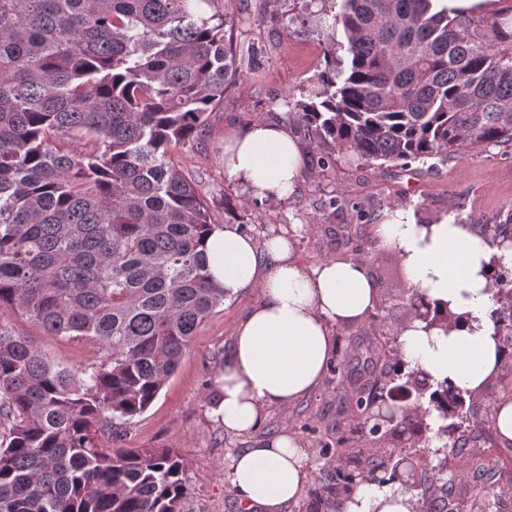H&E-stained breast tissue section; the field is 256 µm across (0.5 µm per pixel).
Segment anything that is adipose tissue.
Returning a JSON list of instances; mask_svg holds the SVG:
<instances>
[{
	"label": "adipose tissue",
	"instance_id": "ef3b65f1",
	"mask_svg": "<svg viewBox=\"0 0 512 512\" xmlns=\"http://www.w3.org/2000/svg\"><path fill=\"white\" fill-rule=\"evenodd\" d=\"M303 164L296 139L278 124L251 125L224 139L228 178L258 198H288ZM372 236L378 249L398 255L407 287L418 289L428 312L394 329L404 370L432 389L484 397L505 370L492 318L503 301L492 280L500 263L512 264V250L451 216L421 224L400 207L384 212ZM201 251L225 299L260 289L236 326L209 403L225 433L256 438L225 459L224 483L243 512H293L310 479V451L291 429L262 439L257 433L271 409L297 403L322 384L338 353L337 330L374 312L379 290L366 262L327 259L306 267L287 236L259 246L234 224L213 225ZM420 509L392 484L369 481L358 483L344 505V512Z\"/></svg>",
	"mask_w": 512,
	"mask_h": 512
}]
</instances>
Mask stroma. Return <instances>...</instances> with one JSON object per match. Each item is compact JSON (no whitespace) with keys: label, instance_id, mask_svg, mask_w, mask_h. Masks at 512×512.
<instances>
[{"label":"stroma","instance_id":"stroma-1","mask_svg":"<svg viewBox=\"0 0 512 512\" xmlns=\"http://www.w3.org/2000/svg\"><path fill=\"white\" fill-rule=\"evenodd\" d=\"M225 12V40L242 61L239 79L224 92V104L210 115L204 147H177L173 164L193 182L206 200L212 223L238 225L256 242L267 233L288 231L295 239L297 260L311 266L325 259L366 261L381 292L383 325L393 328L410 315L401 263L395 253L378 250L364 237L362 216L379 218L390 208L411 211L418 220L431 221L448 214L490 234L499 215L512 209V144L479 148L458 158L430 159L409 166L365 164L336 154L332 166L317 160L324 148L314 130L293 116L296 101L316 89V75L324 67L326 16L338 12L333 0H216L205 14ZM274 122L297 140L304 169L288 198L253 197L249 189L224 173V135L232 129ZM345 196L354 211L337 214L348 226L347 238H336L327 225L310 227L307 214L317 213L321 201ZM234 211H226L225 203ZM259 289L245 291L224 302L198 326L188 352L152 405L126 425L120 436L102 438L106 448H172L187 466V493L182 512H242L224 485V459L253 444V437L234 436L210 420L208 405L218 371L230 347L236 325L259 298ZM0 324L34 336L52 358L80 370L105 356L91 340L46 336L28 319L0 308ZM375 332L370 322L338 330L339 349L347 369L369 372L364 351ZM346 405L344 387L328 372L320 387L304 400L274 409L261 436L290 427L310 448L312 479L295 512H336V498L328 491L336 481V465L323 455L322 442L336 438V418Z\"/></svg>","mask_w":512,"mask_h":512}]
</instances>
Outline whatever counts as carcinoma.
Returning <instances> with one entry per match:
<instances>
[{"label":"carcinoma","mask_w":512,"mask_h":512,"mask_svg":"<svg viewBox=\"0 0 512 512\" xmlns=\"http://www.w3.org/2000/svg\"><path fill=\"white\" fill-rule=\"evenodd\" d=\"M215 0H0V306L48 336L100 343L74 372L29 335L0 324V512H181L186 464L170 448H104L153 403L195 331L224 303L198 248L207 202L171 163L203 144L214 108L241 73ZM318 89L297 122L367 163L442 162L512 142V31L436 10L433 0H342L327 25ZM346 58L336 56V49ZM493 239L512 249V210ZM508 305L493 312L512 345ZM390 391L351 383L353 433ZM465 398L430 394L440 418ZM485 415L438 428L443 447L491 448ZM336 439V478L370 460ZM473 481L498 461H474ZM426 481L428 512L469 493Z\"/></svg>","instance_id":"carcinoma-1"}]
</instances>
